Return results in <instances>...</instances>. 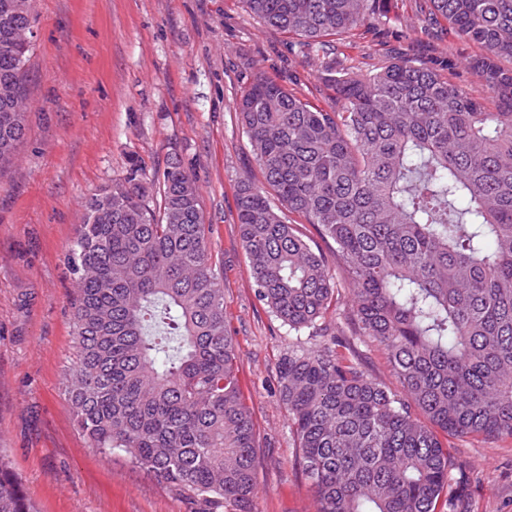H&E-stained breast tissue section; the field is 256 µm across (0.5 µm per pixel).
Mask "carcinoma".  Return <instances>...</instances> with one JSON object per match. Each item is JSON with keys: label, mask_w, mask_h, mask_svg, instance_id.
Segmentation results:
<instances>
[{"label": "carcinoma", "mask_w": 512, "mask_h": 512, "mask_svg": "<svg viewBox=\"0 0 512 512\" xmlns=\"http://www.w3.org/2000/svg\"><path fill=\"white\" fill-rule=\"evenodd\" d=\"M32 0H0V168L26 135ZM386 0H243L309 60L391 22ZM479 47L369 74L324 66L326 110L257 72L236 102L262 174L237 192L257 295L288 329L327 331L336 281L302 231L333 244L354 335L386 348L401 390L332 338L288 351L280 396L319 512H466L440 434L512 437V0H423ZM480 79L465 90L459 65ZM65 258L76 281L72 412L89 447L120 449L204 512H257V444L224 319V276L196 180L137 166L93 193ZM0 512H39L0 456Z\"/></svg>", "instance_id": "1"}]
</instances>
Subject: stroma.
<instances>
[{
    "instance_id": "stroma-1",
    "label": "stroma",
    "mask_w": 512,
    "mask_h": 512,
    "mask_svg": "<svg viewBox=\"0 0 512 512\" xmlns=\"http://www.w3.org/2000/svg\"><path fill=\"white\" fill-rule=\"evenodd\" d=\"M395 22L380 35L351 31L339 49L359 73L385 50L426 60L475 48L440 26L415 36L413 0H389ZM27 131L0 172V453L40 512H195L193 504L79 432L67 393L77 361L64 264L86 199L124 178L177 161L197 181L208 237L224 258V311L239 385L255 423L258 512H318L295 448L279 367L309 345L256 294L237 224L241 181L262 176L235 112L254 70L323 108L334 92L287 35L263 27L242 0H33ZM351 296L339 287L327 317L348 336V355L398 388L383 347L352 335ZM466 477L467 512H512V438L447 439Z\"/></svg>"
}]
</instances>
